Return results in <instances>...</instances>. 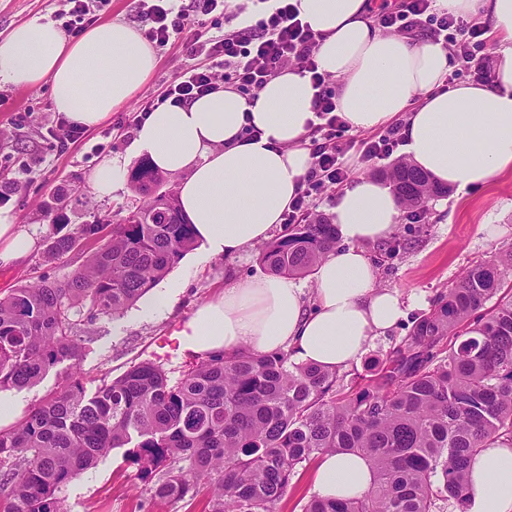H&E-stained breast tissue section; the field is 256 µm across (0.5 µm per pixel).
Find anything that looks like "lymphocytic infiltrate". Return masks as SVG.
<instances>
[{"label":"lymphocytic infiltrate","instance_id":"lymphocytic-infiltrate-1","mask_svg":"<svg viewBox=\"0 0 512 512\" xmlns=\"http://www.w3.org/2000/svg\"><path fill=\"white\" fill-rule=\"evenodd\" d=\"M139 9L150 21L144 31L149 43L165 46L179 41L208 59L207 64L189 67L176 76L163 101L188 104L228 85L251 102L272 77L288 68L309 75L316 88L310 124L313 162L303 191L285 216L286 223L307 219L311 198L323 183L339 185L348 180L344 158L351 150L369 160H382L401 145L395 127L375 140L346 138L348 125L338 111L336 94L318 70V38L300 19L291 0H241L232 12L226 0H139ZM225 13L236 19V27L220 35L207 34L208 16ZM377 20L382 28L408 36L417 35L424 22L434 21L430 33L434 42H451L454 55L473 64L475 79H485L489 63L484 27L438 11L436 0H384Z\"/></svg>","mask_w":512,"mask_h":512}]
</instances>
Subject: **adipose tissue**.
Wrapping results in <instances>:
<instances>
[{
  "mask_svg": "<svg viewBox=\"0 0 512 512\" xmlns=\"http://www.w3.org/2000/svg\"><path fill=\"white\" fill-rule=\"evenodd\" d=\"M293 2L319 36V68L338 79L337 104L350 127L403 120L409 160L459 192L512 171V0H437L449 13L480 18L502 41L492 84L450 88L447 50L427 38L382 33L368 0ZM155 66L152 47L121 22L71 40L54 23L33 20L0 41V83L50 84L56 111L87 129L126 103ZM314 94L310 77L290 70L269 80L251 105L231 89L186 105L167 102L135 130L129 153L175 177L198 241L211 255L231 257L267 240L299 192L313 162L305 142ZM250 125L257 136L246 135ZM401 210L387 181L357 175L332 208L345 245L317 264L312 292L279 275L229 281L177 331L181 349L199 356L285 351L295 363L333 372L357 363L404 314L400 294L379 285L366 250L390 238ZM36 247L33 235L0 213V265ZM372 483L368 463L350 452L325 455L313 480L318 496L335 499L362 496ZM467 512H512V447L474 458Z\"/></svg>",
  "mask_w": 512,
  "mask_h": 512,
  "instance_id": "1",
  "label": "adipose tissue"
}]
</instances>
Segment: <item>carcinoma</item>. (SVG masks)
I'll use <instances>...</instances> for the list:
<instances>
[{"instance_id": "carcinoma-1", "label": "carcinoma", "mask_w": 512, "mask_h": 512, "mask_svg": "<svg viewBox=\"0 0 512 512\" xmlns=\"http://www.w3.org/2000/svg\"><path fill=\"white\" fill-rule=\"evenodd\" d=\"M380 174L409 213H426L448 193L407 159ZM128 181L145 200L112 226L95 216L72 227L63 208H50L48 258L95 248L66 282L42 279L0 296V390L33 385L78 357L73 308L120 315L197 246L175 192L161 189L162 173L143 160ZM336 242V225L314 216L285 225L261 262L305 276ZM511 273V245L469 266L391 356L343 393L336 373L285 352L208 355L175 382L144 362L91 395L71 373L0 431V508L63 512L58 489L130 445L157 496L194 498L204 488L209 512H271L299 465L343 451L366 459L374 486L346 501L314 497L304 512H444L466 501L469 465L482 449L512 446Z\"/></svg>"}]
</instances>
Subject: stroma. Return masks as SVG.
I'll return each mask as SVG.
<instances>
[{"label":"stroma","instance_id":"35a3bbf8","mask_svg":"<svg viewBox=\"0 0 512 512\" xmlns=\"http://www.w3.org/2000/svg\"><path fill=\"white\" fill-rule=\"evenodd\" d=\"M67 0H0V39L17 24L50 21L68 10ZM156 68L147 82L99 126L85 131L66 150H53L49 128L59 117L51 88L36 89L0 85V192L9 193L6 205L14 223L23 225L38 241V248L21 264L0 266V296L21 284L47 278L68 280L84 259L75 251L55 261L45 259L53 234L45 205L62 198L70 225L83 224L92 216L118 221L141 202L131 188L112 197H98L90 178L102 155L95 144L109 141V155L124 156L131 141L128 125L142 101L157 99L166 86L195 59L180 44L156 49ZM495 225L488 236L486 225ZM512 244V171L492 178L486 185L464 193L431 200L421 221L400 215L391 242L371 247L369 254L381 286L398 290L405 315L385 336L376 338L366 357L386 359L401 344L412 321L428 310L438 295L448 290L474 262L490 259L500 247ZM261 246L234 257L210 255L203 246L185 254L163 278L170 284V302L164 311L149 312L148 298H141L122 315L88 319L86 312L72 311L74 332L82 340L76 361H64L39 382L17 390L25 410H32L57 390L70 368H77L87 392L103 381L121 376L134 365H161L171 380H178L197 358L177 351L172 340L203 303L217 296L225 280L262 275L258 262ZM58 498L64 512H203L204 499L159 498L150 490L130 448H115L94 468L63 486Z\"/></svg>","mask_w":512,"mask_h":512}]
</instances>
